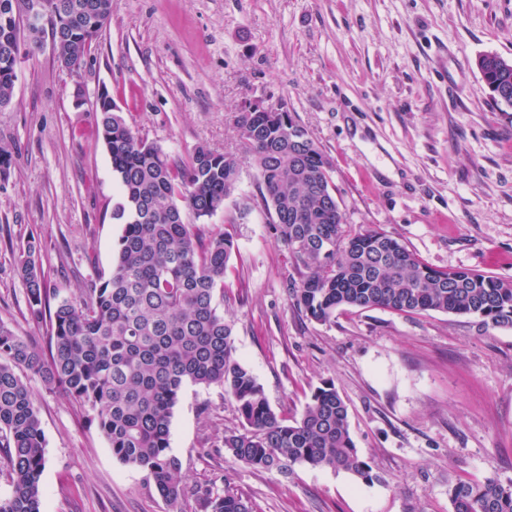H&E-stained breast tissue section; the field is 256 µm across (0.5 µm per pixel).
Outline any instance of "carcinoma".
Instances as JSON below:
<instances>
[{
    "label": "carcinoma",
    "mask_w": 512,
    "mask_h": 512,
    "mask_svg": "<svg viewBox=\"0 0 512 512\" xmlns=\"http://www.w3.org/2000/svg\"><path fill=\"white\" fill-rule=\"evenodd\" d=\"M79 3L81 14L47 17L59 39L56 61L80 67L101 32L89 18L112 0ZM39 42L15 34L0 15V100L11 101L12 46ZM478 69L497 105L512 107V60L479 57ZM97 98L98 136L108 152L119 197L112 219L122 225L112 272L78 295L48 286L40 246L29 240L15 256L25 285L28 323L50 325L48 349L0 322V454L9 494L0 512H42L45 437L26 371L45 389L63 388L88 412L121 463L145 470L158 493L179 512L181 462L170 451L173 409L183 386L219 385L232 398L241 430L224 436L233 458L256 469L295 465L344 470L366 484L382 481L352 438L348 407L333 383L316 387L298 419L277 415L253 372L235 356L233 324L215 301L224 286L235 237L231 229L201 241L183 211L209 218L224 209L240 172L237 156L205 144L188 161L169 155ZM258 135L244 140L257 170L272 229L297 269L294 305L326 324L339 310L383 308L419 314L438 311L473 317L479 330L512 328V280L422 262L383 230L352 232L334 195L331 163L289 112H241L237 127ZM452 512H512V482L459 480L448 490ZM210 512H253L250 502L225 491L207 500Z\"/></svg>",
    "instance_id": "1"
}]
</instances>
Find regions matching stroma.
<instances>
[{
	"mask_svg": "<svg viewBox=\"0 0 512 512\" xmlns=\"http://www.w3.org/2000/svg\"><path fill=\"white\" fill-rule=\"evenodd\" d=\"M487 53L512 58V0H112L81 67L61 68L46 48L22 57L0 112L11 152L0 174V321L47 343V329L28 325L16 271L28 238L66 294L112 269L121 227L96 126L105 91L172 156L200 144L240 155L223 210L184 215L205 238L236 229L218 301L236 356L284 417L333 382L359 453L382 477L239 463L223 446L240 426L234 403L222 387L189 383L170 428L180 512H207L227 490L254 512H452L457 480L512 481V328L485 334L436 311L307 318L236 127L244 103L284 102L329 159L349 229L385 230L435 268L512 279V108L489 96L477 68ZM29 384L46 442L43 512H171L63 389Z\"/></svg>",
	"mask_w": 512,
	"mask_h": 512,
	"instance_id": "1",
	"label": "stroma"
}]
</instances>
